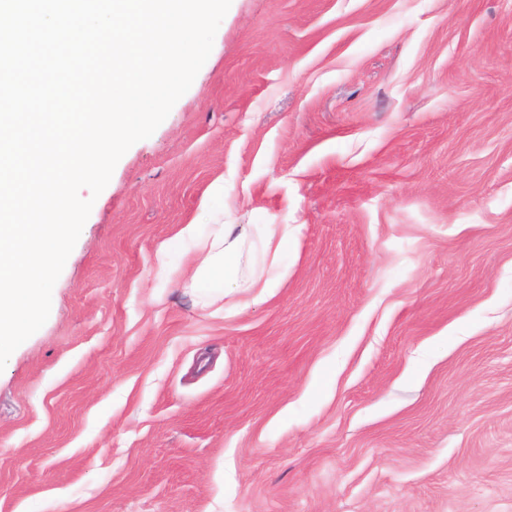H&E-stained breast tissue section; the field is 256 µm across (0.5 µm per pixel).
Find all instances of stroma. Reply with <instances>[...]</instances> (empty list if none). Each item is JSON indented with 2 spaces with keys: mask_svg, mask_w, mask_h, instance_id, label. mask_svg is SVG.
<instances>
[{
  "mask_svg": "<svg viewBox=\"0 0 512 512\" xmlns=\"http://www.w3.org/2000/svg\"><path fill=\"white\" fill-rule=\"evenodd\" d=\"M80 195L0 512H512V0H232ZM192 222L292 225L266 301L190 282Z\"/></svg>",
  "mask_w": 512,
  "mask_h": 512,
  "instance_id": "1",
  "label": "stroma"
}]
</instances>
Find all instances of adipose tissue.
Listing matches in <instances>:
<instances>
[{
	"mask_svg": "<svg viewBox=\"0 0 512 512\" xmlns=\"http://www.w3.org/2000/svg\"><path fill=\"white\" fill-rule=\"evenodd\" d=\"M178 237L195 243L194 276L220 277L225 294H245L258 303L276 285L290 230L285 224H225L205 240L198 238L195 225L187 224Z\"/></svg>",
	"mask_w": 512,
	"mask_h": 512,
	"instance_id": "ef3b65f1",
	"label": "adipose tissue"
}]
</instances>
